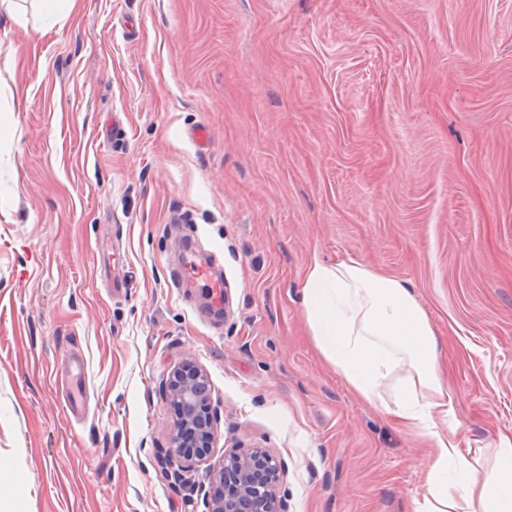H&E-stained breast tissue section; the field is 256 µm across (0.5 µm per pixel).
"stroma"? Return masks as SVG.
Masks as SVG:
<instances>
[{"instance_id":"stroma-1","label":"stroma","mask_w":512,"mask_h":512,"mask_svg":"<svg viewBox=\"0 0 512 512\" xmlns=\"http://www.w3.org/2000/svg\"><path fill=\"white\" fill-rule=\"evenodd\" d=\"M0 14V512H205L174 369L287 512H412L429 453L320 356L313 260L409 280L476 475L512 437V0H75ZM206 127L208 150L186 137ZM216 256L229 312L181 288ZM85 359L82 408L58 373Z\"/></svg>"}]
</instances>
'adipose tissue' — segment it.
Segmentation results:
<instances>
[{
	"instance_id": "adipose-tissue-1",
	"label": "adipose tissue",
	"mask_w": 512,
	"mask_h": 512,
	"mask_svg": "<svg viewBox=\"0 0 512 512\" xmlns=\"http://www.w3.org/2000/svg\"><path fill=\"white\" fill-rule=\"evenodd\" d=\"M308 333L345 383L395 424L422 438L425 491L415 512H512V442L475 478L447 427L454 409L432 322L412 285L350 259L313 262L303 274ZM393 399H386V390Z\"/></svg>"
}]
</instances>
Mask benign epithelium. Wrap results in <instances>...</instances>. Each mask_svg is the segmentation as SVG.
<instances>
[{
    "mask_svg": "<svg viewBox=\"0 0 512 512\" xmlns=\"http://www.w3.org/2000/svg\"><path fill=\"white\" fill-rule=\"evenodd\" d=\"M169 393L178 424L163 459L174 482L193 485L187 473L205 463L207 479L224 484L223 494L205 500L206 512H286L276 493L281 463L273 455L242 447L211 461L218 428L206 374L192 365L179 368L171 376ZM188 435L192 448L184 444Z\"/></svg>",
    "mask_w": 512,
    "mask_h": 512,
    "instance_id": "1",
    "label": "benign epithelium"
}]
</instances>
